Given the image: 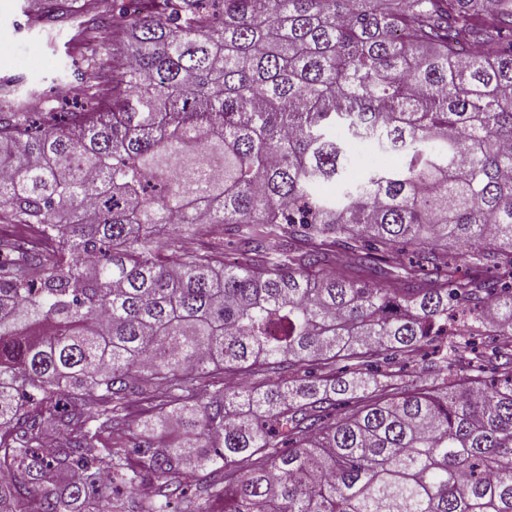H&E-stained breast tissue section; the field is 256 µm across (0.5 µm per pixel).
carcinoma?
Here are the masks:
<instances>
[{"label": "carcinoma", "mask_w": 512, "mask_h": 512, "mask_svg": "<svg viewBox=\"0 0 512 512\" xmlns=\"http://www.w3.org/2000/svg\"><path fill=\"white\" fill-rule=\"evenodd\" d=\"M76 7L82 101L0 91V512H512V0Z\"/></svg>", "instance_id": "1"}]
</instances>
